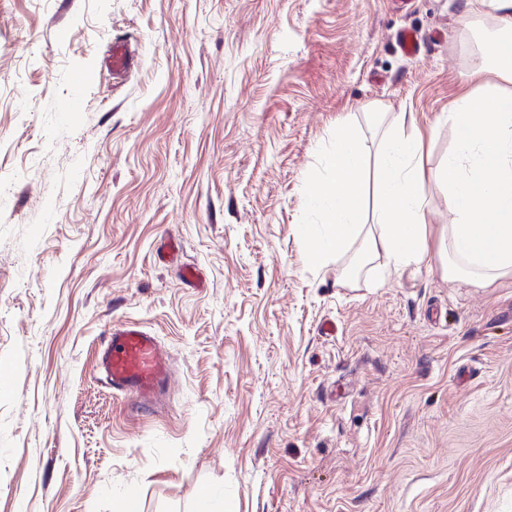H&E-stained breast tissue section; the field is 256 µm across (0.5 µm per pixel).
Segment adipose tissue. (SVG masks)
<instances>
[{
    "mask_svg": "<svg viewBox=\"0 0 512 512\" xmlns=\"http://www.w3.org/2000/svg\"><path fill=\"white\" fill-rule=\"evenodd\" d=\"M408 118L400 113L394 129L374 143L358 126L337 128L326 176L308 188V205L321 219L304 230L312 258H346L344 274L351 280L378 258L396 272L435 265L448 281L478 288L512 277V94L486 83L477 98L455 102L448 121L456 143L431 175L422 134L403 131ZM370 155L378 202L369 211L364 185ZM430 176L443 186L453 215L451 224L438 228L428 221Z\"/></svg>",
    "mask_w": 512,
    "mask_h": 512,
    "instance_id": "adipose-tissue-1",
    "label": "adipose tissue"
}]
</instances>
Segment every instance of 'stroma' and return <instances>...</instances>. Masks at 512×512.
I'll use <instances>...</instances> for the list:
<instances>
[{
  "instance_id": "stroma-1",
  "label": "stroma",
  "mask_w": 512,
  "mask_h": 512,
  "mask_svg": "<svg viewBox=\"0 0 512 512\" xmlns=\"http://www.w3.org/2000/svg\"><path fill=\"white\" fill-rule=\"evenodd\" d=\"M505 27L466 0H0V512H512V279L350 282L301 237L337 124L414 113L437 170ZM124 321L173 355L157 406L100 379Z\"/></svg>"
}]
</instances>
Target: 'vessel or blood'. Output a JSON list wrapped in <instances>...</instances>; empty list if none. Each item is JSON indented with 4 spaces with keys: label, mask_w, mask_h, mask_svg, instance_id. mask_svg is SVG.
<instances>
[{
    "label": "vessel or blood",
    "mask_w": 512,
    "mask_h": 512,
    "mask_svg": "<svg viewBox=\"0 0 512 512\" xmlns=\"http://www.w3.org/2000/svg\"><path fill=\"white\" fill-rule=\"evenodd\" d=\"M99 365L113 395L148 404L171 389V358L142 324L112 325L99 352Z\"/></svg>",
    "instance_id": "1"
}]
</instances>
